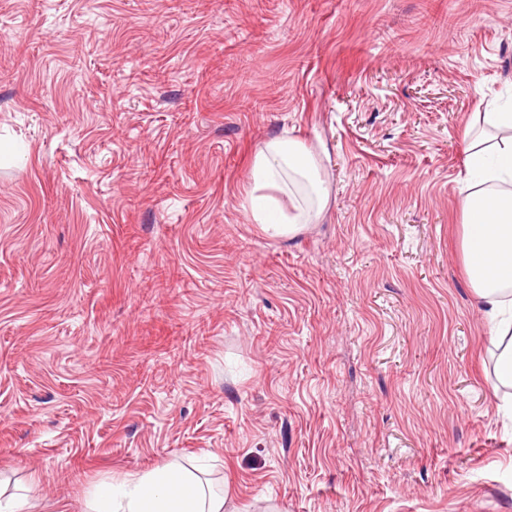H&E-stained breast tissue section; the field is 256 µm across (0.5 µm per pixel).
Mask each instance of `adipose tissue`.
I'll return each mask as SVG.
<instances>
[{"label": "adipose tissue", "instance_id": "1", "mask_svg": "<svg viewBox=\"0 0 512 512\" xmlns=\"http://www.w3.org/2000/svg\"><path fill=\"white\" fill-rule=\"evenodd\" d=\"M465 152L472 191L461 203L460 247L469 282L497 350V381L512 387V112H481ZM247 211L274 238H292L326 209L320 164L302 142L282 137L256 156ZM94 512H231L188 468L166 465L101 488Z\"/></svg>", "mask_w": 512, "mask_h": 512}]
</instances>
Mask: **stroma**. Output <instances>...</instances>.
I'll list each match as a JSON object with an SVG mask.
<instances>
[{"mask_svg":"<svg viewBox=\"0 0 512 512\" xmlns=\"http://www.w3.org/2000/svg\"><path fill=\"white\" fill-rule=\"evenodd\" d=\"M512 0H0V490L197 464L236 512H512L460 251ZM329 190L243 207L280 137ZM247 212L261 230L274 238H292L307 229L326 209L328 187L322 169L302 142L282 137L266 144L256 156ZM303 182L314 200L304 206L291 185Z\"/></svg>","mask_w":512,"mask_h":512,"instance_id":"stroma-1","label":"stroma"}]
</instances>
